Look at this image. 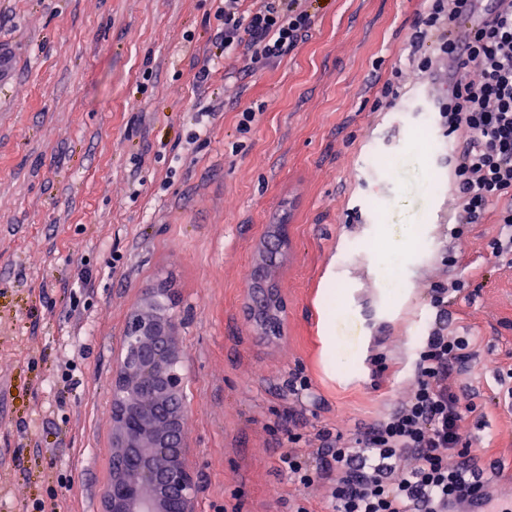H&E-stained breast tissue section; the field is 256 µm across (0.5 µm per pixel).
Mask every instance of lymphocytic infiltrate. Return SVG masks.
I'll return each mask as SVG.
<instances>
[{"label": "lymphocytic infiltrate", "instance_id": "lymphocytic-infiltrate-1", "mask_svg": "<svg viewBox=\"0 0 512 512\" xmlns=\"http://www.w3.org/2000/svg\"><path fill=\"white\" fill-rule=\"evenodd\" d=\"M413 23L411 71L442 86L434 120L461 136L454 156L458 226L493 216L499 226L489 246L512 255V0H496L497 14L459 32L455 22L474 0H427ZM216 34L245 70L270 68L307 36L314 24L308 0H219ZM464 284L434 283L428 301L436 323L415 359L408 396L375 422L350 435L319 433L309 450L288 432L277 468L289 481L327 488V512H448L489 479L464 431L476 411L454 376L471 358V341L448 333L449 294Z\"/></svg>", "mask_w": 512, "mask_h": 512}]
</instances>
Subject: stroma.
Segmentation results:
<instances>
[{"instance_id": "stroma-1", "label": "stroma", "mask_w": 512, "mask_h": 512, "mask_svg": "<svg viewBox=\"0 0 512 512\" xmlns=\"http://www.w3.org/2000/svg\"><path fill=\"white\" fill-rule=\"evenodd\" d=\"M424 6L314 0L308 37L247 73L215 40L214 0H0L14 57L0 86V512L66 482L62 512H104L114 361L159 279L176 299L197 512H294L304 498L321 512L322 487L276 468L287 425L347 434L403 399L436 320L427 290L457 278L448 330L475 355L456 383L478 405L465 429L512 492V259L490 253L497 225L452 234L458 142L432 121L430 84L374 105ZM207 105L218 112L197 127ZM283 214L276 339L245 303ZM392 234L409 249L386 254ZM295 378L309 390L292 394Z\"/></svg>"}]
</instances>
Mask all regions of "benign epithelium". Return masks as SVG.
Returning <instances> with one entry per match:
<instances>
[{"instance_id": "benign-epithelium-1", "label": "benign epithelium", "mask_w": 512, "mask_h": 512, "mask_svg": "<svg viewBox=\"0 0 512 512\" xmlns=\"http://www.w3.org/2000/svg\"><path fill=\"white\" fill-rule=\"evenodd\" d=\"M268 279L264 263L252 267L251 317L263 309ZM176 329V316L162 312L158 302L130 315L112 384V476L105 512H195L188 411L175 370Z\"/></svg>"}]
</instances>
